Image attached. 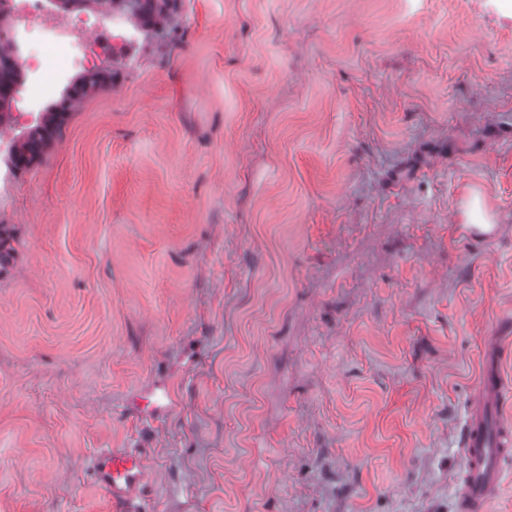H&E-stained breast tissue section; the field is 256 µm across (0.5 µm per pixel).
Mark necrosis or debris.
<instances>
[{"instance_id":"1","label":"necrosis or debris","mask_w":512,"mask_h":512,"mask_svg":"<svg viewBox=\"0 0 512 512\" xmlns=\"http://www.w3.org/2000/svg\"><path fill=\"white\" fill-rule=\"evenodd\" d=\"M45 0H0V11L12 17L8 28L0 29V43L25 48L19 56L22 69L31 73L30 83L21 98L13 99V122L32 115V107L46 95L56 76L70 65L95 67L98 58L122 51L120 38H96L95 33L109 20L107 12L74 15L63 23L50 20Z\"/></svg>"}]
</instances>
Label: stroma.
I'll return each instance as SVG.
<instances>
[{"mask_svg": "<svg viewBox=\"0 0 512 512\" xmlns=\"http://www.w3.org/2000/svg\"><path fill=\"white\" fill-rule=\"evenodd\" d=\"M170 26L118 15L111 83L0 179V512H118L101 448L144 449L139 512H458L512 320V0Z\"/></svg>", "mask_w": 512, "mask_h": 512, "instance_id": "1", "label": "stroma"}]
</instances>
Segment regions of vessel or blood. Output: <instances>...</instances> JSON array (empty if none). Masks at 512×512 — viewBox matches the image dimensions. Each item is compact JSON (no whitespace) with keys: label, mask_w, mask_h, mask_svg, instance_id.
<instances>
[{"label":"vessel or blood","mask_w":512,"mask_h":512,"mask_svg":"<svg viewBox=\"0 0 512 512\" xmlns=\"http://www.w3.org/2000/svg\"><path fill=\"white\" fill-rule=\"evenodd\" d=\"M503 341L502 328H494L480 352L479 375L464 426V464L456 483L459 512H487L503 485L504 464L512 460V418L504 411L512 384L503 371ZM92 471L113 501L126 506L147 481L145 454L139 448L102 449Z\"/></svg>","instance_id":"obj_1"}]
</instances>
